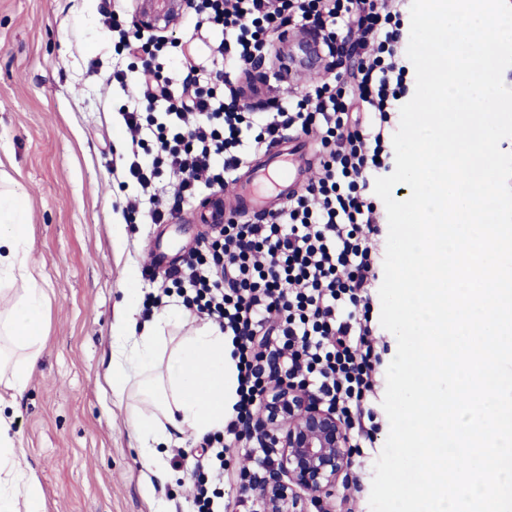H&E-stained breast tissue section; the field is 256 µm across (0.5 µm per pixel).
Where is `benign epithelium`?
<instances>
[{
  "label": "benign epithelium",
  "mask_w": 512,
  "mask_h": 512,
  "mask_svg": "<svg viewBox=\"0 0 512 512\" xmlns=\"http://www.w3.org/2000/svg\"><path fill=\"white\" fill-rule=\"evenodd\" d=\"M132 32L175 29L195 0H132ZM288 61L311 64L313 41L305 34L285 39ZM271 450L268 474L240 486V494L262 512H332L336 489L349 474L355 455L342 420L317 397L288 381H275L259 413L244 425Z\"/></svg>",
  "instance_id": "7a95c632"
}]
</instances>
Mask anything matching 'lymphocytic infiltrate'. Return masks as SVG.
I'll use <instances>...</instances> for the list:
<instances>
[{
	"instance_id": "lymphocytic-infiltrate-1",
	"label": "lymphocytic infiltrate",
	"mask_w": 512,
	"mask_h": 512,
	"mask_svg": "<svg viewBox=\"0 0 512 512\" xmlns=\"http://www.w3.org/2000/svg\"><path fill=\"white\" fill-rule=\"evenodd\" d=\"M208 20L232 33L219 53L244 73L284 25L321 32L322 44L356 56L354 68L311 87L259 119L244 89L228 98L199 86L174 96L159 69L131 85L122 118L131 137L126 176L139 193L129 211L150 204L153 223L174 214L158 195L159 179L178 183V199L201 185L233 180L240 146H267L284 131L315 135L320 175L261 222L211 225L198 248L173 272L150 306L176 296L186 310L212 320L231 340L238 369L235 420L208 436L192 472L194 512H227L225 437L259 405L269 387L266 368L280 361L288 379L317 394L345 423L351 445L373 444L371 408L380 356L370 341L371 290L379 263L377 206L369 177L394 129L405 68L399 62L401 10L390 0H203ZM151 154L143 162L141 152Z\"/></svg>"
}]
</instances>
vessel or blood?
Here are the masks:
<instances>
[{"label":"vessel or blood","instance_id":"vessel-or-blood-1","mask_svg":"<svg viewBox=\"0 0 512 512\" xmlns=\"http://www.w3.org/2000/svg\"><path fill=\"white\" fill-rule=\"evenodd\" d=\"M298 146V152L291 156L285 155L279 149H272L273 166L256 174L249 183L235 189V213L258 215L286 198L302 176V150L306 148L307 143L302 140Z\"/></svg>","mask_w":512,"mask_h":512}]
</instances>
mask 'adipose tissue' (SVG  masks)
<instances>
[{
	"label": "adipose tissue",
	"instance_id": "1",
	"mask_svg": "<svg viewBox=\"0 0 512 512\" xmlns=\"http://www.w3.org/2000/svg\"><path fill=\"white\" fill-rule=\"evenodd\" d=\"M26 197L0 187V284L21 281L23 290L10 310L0 314V337L14 352L0 363V385L12 396L22 395L40 356L44 332L45 293L27 262ZM171 314L155 316L131 337L132 312L116 322L112 336V363L106 381L116 399L136 386L139 406L130 409L127 425L144 449V467L156 466L158 446L170 445L182 435L200 437L223 430L236 401V363L230 341L214 324L192 329L174 338L165 329ZM9 422L0 417V512H43V489L32 471L16 465L21 450L9 434Z\"/></svg>",
	"mask_w": 512,
	"mask_h": 512
}]
</instances>
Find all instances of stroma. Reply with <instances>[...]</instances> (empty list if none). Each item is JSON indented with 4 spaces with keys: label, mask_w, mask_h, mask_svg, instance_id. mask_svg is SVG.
<instances>
[{
    "label": "stroma",
    "mask_w": 512,
    "mask_h": 512,
    "mask_svg": "<svg viewBox=\"0 0 512 512\" xmlns=\"http://www.w3.org/2000/svg\"><path fill=\"white\" fill-rule=\"evenodd\" d=\"M107 11L130 23L132 2L0 0V170L27 197L29 263L47 295L39 366L8 413L21 465L41 481L44 512H189L188 452L200 439L164 449L169 479L145 469L104 372L127 289L141 302L161 280L149 243L163 240L182 268L206 229L196 214L212 191L185 202L189 223L155 224L145 210L129 219L126 201L138 189L122 174L128 97L110 75L119 68L135 82L142 63L115 54L102 26ZM196 21L189 13L172 35L187 42L206 80L226 66L215 54L226 34ZM385 390L378 383L373 400L375 443L355 456L336 512H370L389 432Z\"/></svg>",
    "instance_id": "35a3bbf8"
}]
</instances>
